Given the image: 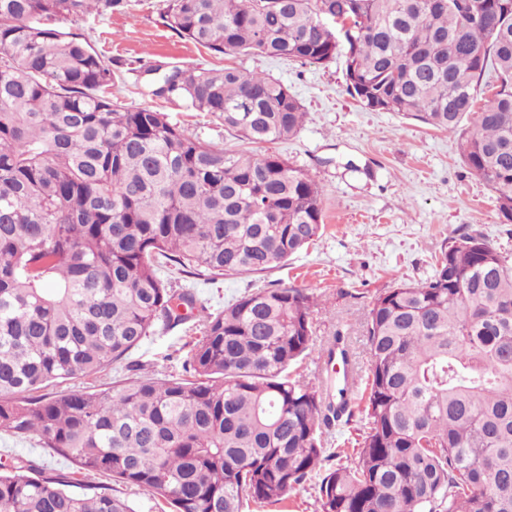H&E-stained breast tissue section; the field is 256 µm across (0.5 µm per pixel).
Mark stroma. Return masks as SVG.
I'll return each mask as SVG.
<instances>
[{"label":"stroma","mask_w":512,"mask_h":512,"mask_svg":"<svg viewBox=\"0 0 512 512\" xmlns=\"http://www.w3.org/2000/svg\"><path fill=\"white\" fill-rule=\"evenodd\" d=\"M165 0H129L125 12L91 13L57 20L58 28L86 35L111 59L113 93L128 107L155 105L172 122L229 151L246 148L281 154L308 171L322 188L325 230L282 268L261 275H239L206 283L185 274L174 288H191L200 304L217 310L244 292L268 284L297 286L321 296L315 315L318 343L336 329L351 338L359 370L368 367L360 324L380 290L400 281L422 282L453 237L480 233L492 245L512 246V224L499 217L493 193L462 163L459 136L434 129L396 112L364 109L346 92L341 59L303 65L253 53L216 55L168 28ZM155 60L201 68L233 66L266 73L290 86L306 118L300 134L287 142L247 146L209 114L179 100L152 101L141 91L142 64ZM184 327L157 329L94 380L54 383L43 393L93 390L114 394L131 373L176 377L188 349ZM32 460L46 473L69 472L70 461L50 455L39 437L0 435V467Z\"/></svg>","instance_id":"35a3bbf8"}]
</instances>
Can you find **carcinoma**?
I'll use <instances>...</instances> for the list:
<instances>
[{"label": "carcinoma", "mask_w": 512, "mask_h": 512, "mask_svg": "<svg viewBox=\"0 0 512 512\" xmlns=\"http://www.w3.org/2000/svg\"><path fill=\"white\" fill-rule=\"evenodd\" d=\"M128 0H0V434L35 433L80 481L22 460L0 512H136L107 473L172 512L281 503L319 468L322 429L366 427L327 470L318 512H512V250L453 241L424 282L374 296L360 403L293 367L317 347L320 299L257 288L216 312L161 276L263 274L316 241L321 188L280 154L228 152L112 94V61L58 17ZM164 23L216 54L303 64L341 55L371 111L460 132V156L512 223V0H167ZM145 94L180 99L252 144L305 112L288 85L226 66L160 62ZM193 322L182 377L110 398L51 383L95 377L158 326Z\"/></svg>", "instance_id": "carcinoma-1"}]
</instances>
